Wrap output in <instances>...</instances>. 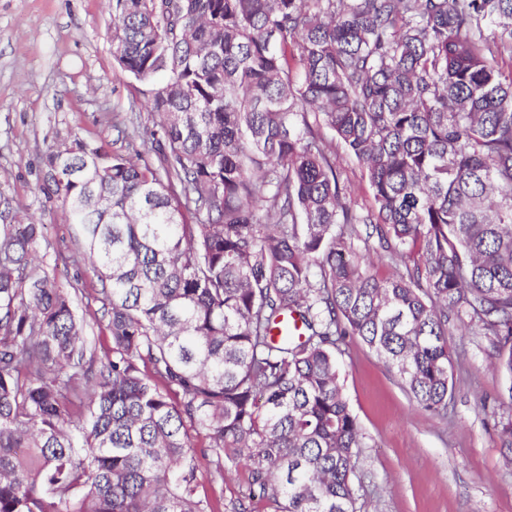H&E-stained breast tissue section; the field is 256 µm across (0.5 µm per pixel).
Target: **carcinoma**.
<instances>
[{"instance_id":"cac0c4a2","label":"carcinoma","mask_w":512,"mask_h":512,"mask_svg":"<svg viewBox=\"0 0 512 512\" xmlns=\"http://www.w3.org/2000/svg\"><path fill=\"white\" fill-rule=\"evenodd\" d=\"M156 161L75 140L45 182L82 226L112 346L0 225V512H256L198 494L191 433L271 512H357L338 342L445 416L449 323L512 397V0H112ZM373 205L351 206L336 146ZM381 250L386 274L352 236ZM498 435L512 464V418Z\"/></svg>"}]
</instances>
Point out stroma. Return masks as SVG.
Instances as JSON below:
<instances>
[{
    "instance_id": "1",
    "label": "stroma",
    "mask_w": 512,
    "mask_h": 512,
    "mask_svg": "<svg viewBox=\"0 0 512 512\" xmlns=\"http://www.w3.org/2000/svg\"><path fill=\"white\" fill-rule=\"evenodd\" d=\"M112 0H0V225H43L38 262L76 291L75 307L99 349L111 347L101 284L78 225L48 194L49 151L80 139L107 153L155 156L157 118L143 86L114 61ZM340 182L356 208L371 205L362 166L336 153ZM453 389L447 416L421 408L358 337L336 357L344 392L366 437L358 469L362 512H512V468L503 464L500 419L512 414L507 379L490 368L492 348L476 325L451 324ZM201 495L229 501L244 467L215 478L198 471Z\"/></svg>"
}]
</instances>
